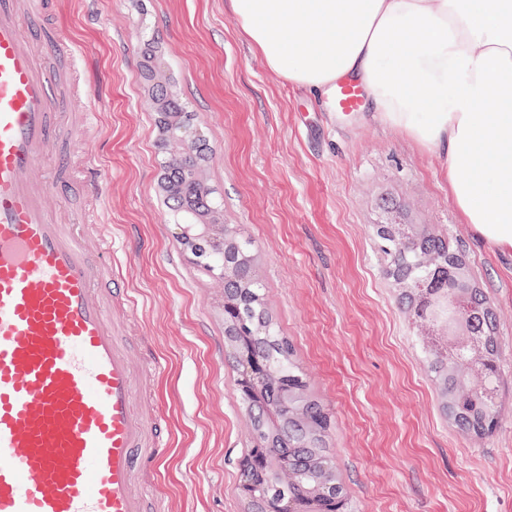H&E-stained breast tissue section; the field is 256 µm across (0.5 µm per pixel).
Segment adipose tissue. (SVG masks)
I'll return each mask as SVG.
<instances>
[{
  "label": "adipose tissue",
  "instance_id": "1",
  "mask_svg": "<svg viewBox=\"0 0 512 512\" xmlns=\"http://www.w3.org/2000/svg\"><path fill=\"white\" fill-rule=\"evenodd\" d=\"M267 68L329 93L351 76L378 119L443 153L448 193L512 252V0H229Z\"/></svg>",
  "mask_w": 512,
  "mask_h": 512
}]
</instances>
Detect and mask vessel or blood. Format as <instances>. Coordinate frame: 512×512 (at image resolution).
I'll return each instance as SVG.
<instances>
[{
	"label": "vessel or blood",
	"instance_id": "obj_1",
	"mask_svg": "<svg viewBox=\"0 0 512 512\" xmlns=\"http://www.w3.org/2000/svg\"><path fill=\"white\" fill-rule=\"evenodd\" d=\"M42 4L0 0V512H162L149 474L168 424L140 398L112 249L90 248L96 221L52 202L70 177L66 145L95 123L63 105L85 89L47 65L73 48ZM332 103L354 112L364 94L341 82Z\"/></svg>",
	"mask_w": 512,
	"mask_h": 512
}]
</instances>
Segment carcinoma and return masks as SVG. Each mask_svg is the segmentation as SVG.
<instances>
[{
	"label": "carcinoma",
	"mask_w": 512,
	"mask_h": 512,
	"mask_svg": "<svg viewBox=\"0 0 512 512\" xmlns=\"http://www.w3.org/2000/svg\"><path fill=\"white\" fill-rule=\"evenodd\" d=\"M162 120L163 141L180 133L188 106L178 96L156 94ZM207 152L195 150L162 162L164 183L172 215L182 225L192 254L216 277L226 270L235 274L224 289V329L229 357L235 363L238 381H253L245 403L254 409L253 431L257 444L241 462V491L252 512H350L347 493L336 476L328 455V413L309 391L294 349L276 333L263 306L262 288L253 276L250 242L229 228L224 241L205 235L210 224L224 223V210L201 177ZM383 251L392 258L394 275L406 284L429 276L433 290L446 293L448 263L463 259L440 238L418 236L410 242L393 236L388 225L377 228ZM435 254L429 272L418 267L420 254ZM468 312L474 323V340L487 360L482 390L469 392L456 364L467 359L466 350L449 352L441 337L427 336L428 372L441 379L448 397V410L459 431L484 435L497 426L500 376L497 368L499 336L493 314L478 288L453 306Z\"/></svg>",
	"instance_id": "cac0c4a2"
}]
</instances>
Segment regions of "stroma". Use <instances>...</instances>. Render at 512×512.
Masks as SVG:
<instances>
[{
    "label": "stroma",
    "mask_w": 512,
    "mask_h": 512,
    "mask_svg": "<svg viewBox=\"0 0 512 512\" xmlns=\"http://www.w3.org/2000/svg\"><path fill=\"white\" fill-rule=\"evenodd\" d=\"M70 36L95 131L71 146L93 215L131 297L130 333L171 429L158 484L168 512H247L239 461L250 416L224 344V285L180 244L161 182L159 127L142 49L190 106L209 147L203 178L255 246L264 304L332 415L329 448L356 512H512V253L476 238L448 194L446 159L373 118L270 74L228 0H50ZM449 239L500 337L499 423L467 436L424 364L377 225Z\"/></svg>",
    "instance_id": "1"
}]
</instances>
